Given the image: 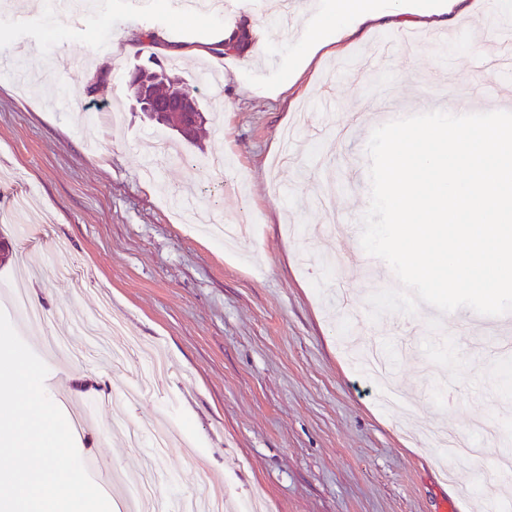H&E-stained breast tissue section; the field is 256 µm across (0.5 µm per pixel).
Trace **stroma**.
<instances>
[{
	"mask_svg": "<svg viewBox=\"0 0 512 512\" xmlns=\"http://www.w3.org/2000/svg\"><path fill=\"white\" fill-rule=\"evenodd\" d=\"M0 15V309L26 289L45 319L11 322L25 342L68 333L87 342L102 308L171 365L158 393L126 411L140 447L116 435L110 409L142 379L140 356L122 371L84 355L60 364L45 390L64 416L89 424L75 435L85 465L131 471L164 419L179 446L158 465L156 495L170 505L196 486L195 468L219 474L236 512L255 496L267 512H503L512 478L497 449H512V411L494 387L504 317L462 309L455 335L440 313H388L371 321L367 299L397 287L390 267L361 252L357 216L369 205L372 130L454 107L456 114L512 111L493 0L459 15L472 30L467 56L437 59L429 30L368 68L314 60L295 91L269 95L288 69L287 44L249 55L196 51L210 28L176 4L124 19L123 0H98L75 24L26 20L47 0H11ZM109 39L111 65L94 71L89 45ZM155 53L183 79L209 121L192 145L150 121L128 80ZM77 55L83 62L65 67ZM227 165L208 166L213 155ZM344 283L360 313L349 323L325 294ZM496 427L480 461L448 458L437 435L474 437Z\"/></svg>",
	"mask_w": 512,
	"mask_h": 512,
	"instance_id": "1",
	"label": "stroma"
}]
</instances>
